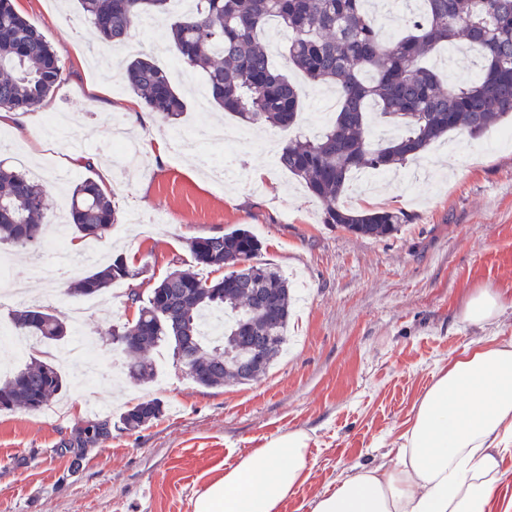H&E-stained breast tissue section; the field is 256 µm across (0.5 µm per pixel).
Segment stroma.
<instances>
[{
	"mask_svg": "<svg viewBox=\"0 0 512 512\" xmlns=\"http://www.w3.org/2000/svg\"><path fill=\"white\" fill-rule=\"evenodd\" d=\"M14 5L60 50L55 111L93 162L65 165V140L49 136L34 148L7 126H0V162L42 172L61 216L73 187L104 169L124 201L112 228L84 237L73 261L99 249L147 264L159 279L172 259L192 263L191 238L244 224L260 239L262 259L305 289L290 320L287 354L257 380L202 387L161 347L152 353L154 379L138 384L108 340L113 325L135 317L127 283L73 296L66 284L30 279L32 251L0 244V258L34 289L28 299L0 301V324L10 325L13 311L30 304L65 317L83 303L90 311L74 335L39 344L31 355L45 359L73 348L82 335L102 358L93 388L81 383L80 358L64 367L67 389L54 399L58 416L0 410V512H193L197 492L226 466L293 430L309 436L311 474L281 512H311L315 498L335 490L353 467L395 460L415 404L451 357L512 340V143H497V129L477 139L455 131L434 143L426 154L429 173L414 191L397 172L364 196L345 193V206L412 217L392 237L362 239L323 223L321 203L264 151L263 132L232 157L198 132L203 119L239 129L215 104L200 107L195 90L208 83L199 70L173 78L185 98L183 114L170 124L153 117L138 130V162L124 167L109 148L113 122L130 124L124 105L132 93L117 61L144 54L166 69L179 59L175 48L155 47L137 30L124 49L113 50L91 37L76 0ZM156 137L163 152L148 148ZM479 288L500 292L504 308L494 321L464 322L459 313ZM155 397L166 404L163 416L124 429L123 408ZM92 425L104 433L89 440L84 430Z\"/></svg>",
	"mask_w": 512,
	"mask_h": 512,
	"instance_id": "1",
	"label": "stroma"
}]
</instances>
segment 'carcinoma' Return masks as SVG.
Wrapping results in <instances>:
<instances>
[{"mask_svg": "<svg viewBox=\"0 0 512 512\" xmlns=\"http://www.w3.org/2000/svg\"><path fill=\"white\" fill-rule=\"evenodd\" d=\"M171 0H78L97 33L122 48L145 16L168 13ZM367 0H194L177 14L169 38L181 61L206 73L212 99L240 122L282 130L299 125L301 91L275 68L263 44L275 24L288 31V62L313 82L335 88L339 105L319 134L290 139L278 164L299 178L323 205V223L366 239L400 231L409 217L399 209L355 210L340 204L352 172L403 167L455 130L478 138L512 115V0H418L405 13L401 34L383 38L366 9ZM468 40L479 51V76L445 85L426 65L442 45ZM126 86L165 120L183 113L184 102L168 72L149 58L125 64ZM62 80L59 51L13 0H0V108L29 110L52 95ZM117 221L111 198L87 178L76 185L69 212L73 232L100 235ZM50 223L47 195L25 172L0 165V243L34 248ZM262 244L245 226L195 237V265L213 272L177 268L146 296L129 288L137 306L131 322L112 328L113 349L128 358L127 376L144 382L154 375L151 349L173 343V364H191L196 383L219 388L247 384L269 368L287 342L291 307L288 278L261 259ZM147 272L123 256L89 269L68 292L94 295L118 281ZM13 328L39 342L60 341L67 323L40 307L12 318ZM135 334L129 346L122 337ZM57 367L34 360L0 384V410L38 411L63 388ZM164 413L163 401L138 402L122 414L128 430Z\"/></svg>", "mask_w": 512, "mask_h": 512, "instance_id": "obj_1", "label": "carcinoma"}]
</instances>
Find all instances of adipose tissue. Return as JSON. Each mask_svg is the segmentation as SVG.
I'll list each match as a JSON object with an SVG mask.
<instances>
[{
  "instance_id": "ef3b65f1",
  "label": "adipose tissue",
  "mask_w": 512,
  "mask_h": 512,
  "mask_svg": "<svg viewBox=\"0 0 512 512\" xmlns=\"http://www.w3.org/2000/svg\"><path fill=\"white\" fill-rule=\"evenodd\" d=\"M395 465L360 468L313 512H492L512 448V343L449 359L420 398ZM308 435L268 439L225 467L194 512H280L307 480Z\"/></svg>"
}]
</instances>
